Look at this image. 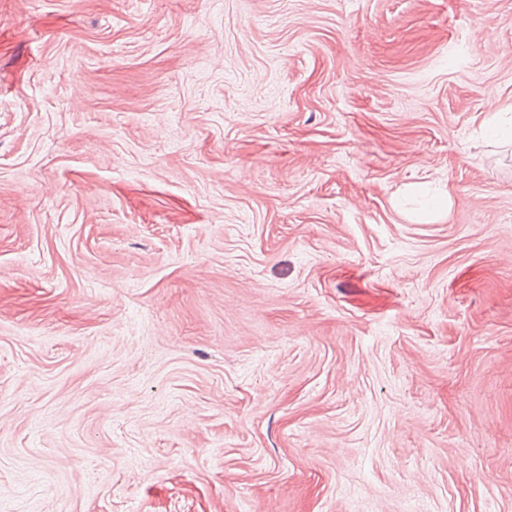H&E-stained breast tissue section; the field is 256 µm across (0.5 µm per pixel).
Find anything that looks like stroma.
Here are the masks:
<instances>
[{"label": "stroma", "mask_w": 512, "mask_h": 512, "mask_svg": "<svg viewBox=\"0 0 512 512\" xmlns=\"http://www.w3.org/2000/svg\"><path fill=\"white\" fill-rule=\"evenodd\" d=\"M512 0H0V512H512Z\"/></svg>", "instance_id": "1"}]
</instances>
